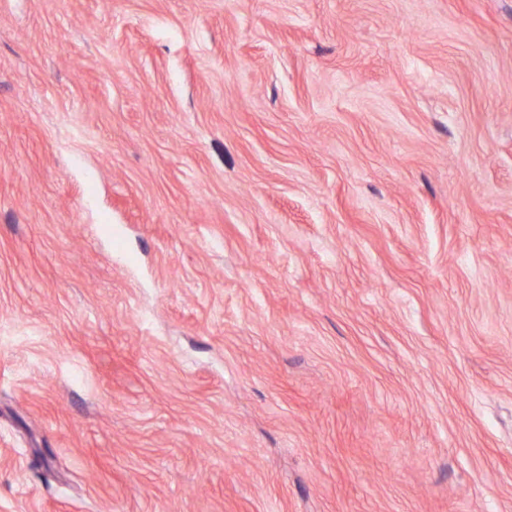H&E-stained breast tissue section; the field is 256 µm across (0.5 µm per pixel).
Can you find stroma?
Returning a JSON list of instances; mask_svg holds the SVG:
<instances>
[{
	"label": "stroma",
	"instance_id": "stroma-1",
	"mask_svg": "<svg viewBox=\"0 0 512 512\" xmlns=\"http://www.w3.org/2000/svg\"><path fill=\"white\" fill-rule=\"evenodd\" d=\"M0 512H512V0H0Z\"/></svg>",
	"mask_w": 512,
	"mask_h": 512
}]
</instances>
